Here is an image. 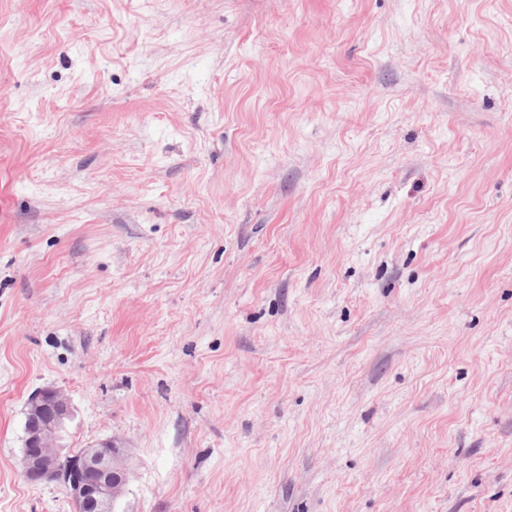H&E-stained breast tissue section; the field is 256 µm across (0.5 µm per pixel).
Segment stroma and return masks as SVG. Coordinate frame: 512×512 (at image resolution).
<instances>
[{"instance_id": "obj_1", "label": "stroma", "mask_w": 512, "mask_h": 512, "mask_svg": "<svg viewBox=\"0 0 512 512\" xmlns=\"http://www.w3.org/2000/svg\"><path fill=\"white\" fill-rule=\"evenodd\" d=\"M43 387L124 512H512V0H0V512Z\"/></svg>"}]
</instances>
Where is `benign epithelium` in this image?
<instances>
[{
  "label": "benign epithelium",
  "instance_id": "benign-epithelium-1",
  "mask_svg": "<svg viewBox=\"0 0 512 512\" xmlns=\"http://www.w3.org/2000/svg\"><path fill=\"white\" fill-rule=\"evenodd\" d=\"M29 406L22 476L31 484L60 481L64 477L61 434L73 419L72 403L63 392L45 387L31 395ZM72 468L75 476L68 492L78 512H122L132 468L120 442L109 439L83 449Z\"/></svg>",
  "mask_w": 512,
  "mask_h": 512
}]
</instances>
